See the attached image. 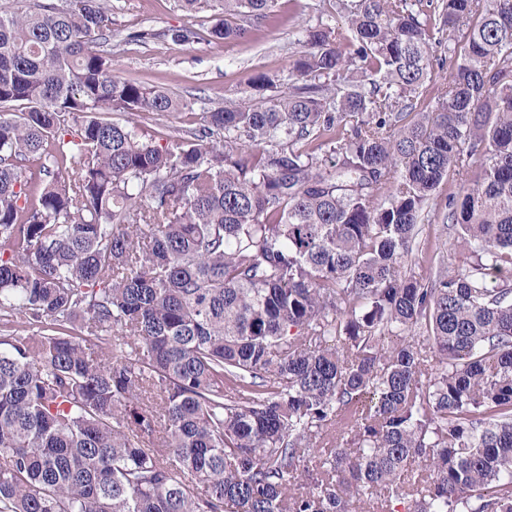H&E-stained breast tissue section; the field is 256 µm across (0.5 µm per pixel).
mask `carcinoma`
<instances>
[{
	"mask_svg": "<svg viewBox=\"0 0 512 512\" xmlns=\"http://www.w3.org/2000/svg\"><path fill=\"white\" fill-rule=\"evenodd\" d=\"M15 2L0 512H512V0H340L284 90L165 145L138 118L186 103L113 72L112 0ZM450 175L465 261L407 272Z\"/></svg>",
	"mask_w": 512,
	"mask_h": 512,
	"instance_id": "obj_1",
	"label": "carcinoma"
}]
</instances>
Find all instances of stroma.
Instances as JSON below:
<instances>
[{
	"mask_svg": "<svg viewBox=\"0 0 512 512\" xmlns=\"http://www.w3.org/2000/svg\"><path fill=\"white\" fill-rule=\"evenodd\" d=\"M112 67L116 75L148 86H162L181 95L192 112H204L227 99L249 94L250 79L259 73L276 85L286 86L302 46L297 30L322 23L339 25L336 0H277L275 23L254 24L245 39L220 42L210 37L217 21L234 25V16L218 18L213 11L189 14L176 0H112ZM162 30L190 27L199 37L184 44L162 37L144 44L126 43L129 32L139 28ZM460 183L447 179L430 207L429 219L420 226L417 250L410 262L414 272L428 267H453L459 259L446 249L448 228L444 221L449 196Z\"/></svg>",
	"mask_w": 512,
	"mask_h": 512,
	"instance_id": "obj_1",
	"label": "stroma"
}]
</instances>
